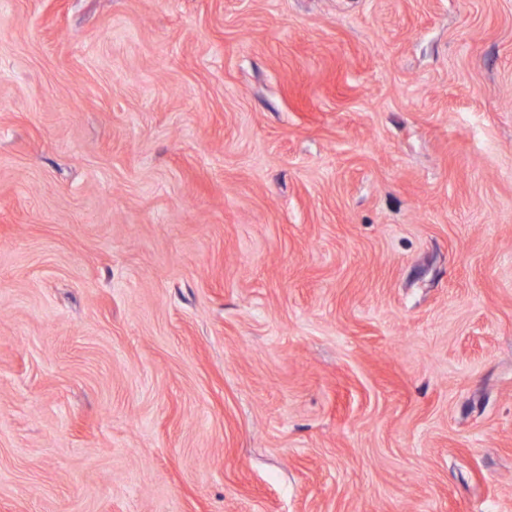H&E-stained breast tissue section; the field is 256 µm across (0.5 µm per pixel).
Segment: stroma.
Returning <instances> with one entry per match:
<instances>
[{
  "label": "stroma",
  "instance_id": "obj_1",
  "mask_svg": "<svg viewBox=\"0 0 512 512\" xmlns=\"http://www.w3.org/2000/svg\"><path fill=\"white\" fill-rule=\"evenodd\" d=\"M0 512H512V0H0Z\"/></svg>",
  "mask_w": 512,
  "mask_h": 512
}]
</instances>
